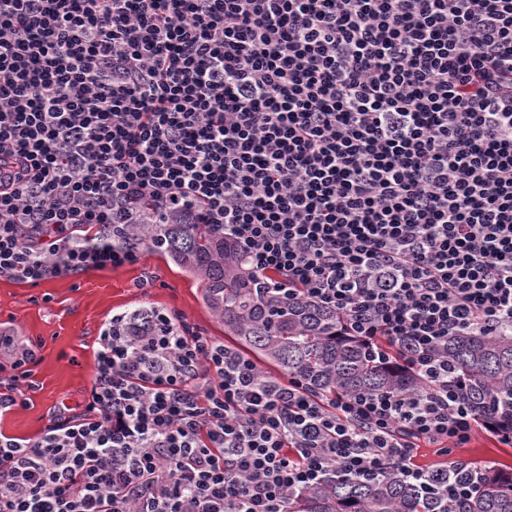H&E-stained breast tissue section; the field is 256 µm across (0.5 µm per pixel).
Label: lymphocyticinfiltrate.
Masks as SVG:
<instances>
[{"label":"lymphocytic infiltrate","instance_id":"lymphocytic-infiltrate-1","mask_svg":"<svg viewBox=\"0 0 512 512\" xmlns=\"http://www.w3.org/2000/svg\"><path fill=\"white\" fill-rule=\"evenodd\" d=\"M205 224L254 285L420 381L327 396L153 306L78 417L0 434V512H288L388 470L449 501L483 426L449 337L512 335V0H0V277L137 262Z\"/></svg>","mask_w":512,"mask_h":512}]
</instances>
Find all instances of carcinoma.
<instances>
[{
	"label": "carcinoma",
	"mask_w": 512,
	"mask_h": 512,
	"mask_svg": "<svg viewBox=\"0 0 512 512\" xmlns=\"http://www.w3.org/2000/svg\"><path fill=\"white\" fill-rule=\"evenodd\" d=\"M160 252L199 280L207 308L239 347L303 376L316 391L351 396L363 391L412 389L416 381L379 363L343 334L336 315L304 298L284 301L248 284L243 264L233 265L224 239L199 224H167ZM448 368L462 373L472 407L512 431V335L448 338ZM290 512H512V473L489 470L482 489L448 505L444 494L388 471L372 482L324 481L291 495Z\"/></svg>",
	"instance_id": "1"
}]
</instances>
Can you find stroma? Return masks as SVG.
<instances>
[{
	"instance_id": "35a3bbf8",
	"label": "stroma",
	"mask_w": 512,
	"mask_h": 512,
	"mask_svg": "<svg viewBox=\"0 0 512 512\" xmlns=\"http://www.w3.org/2000/svg\"><path fill=\"white\" fill-rule=\"evenodd\" d=\"M149 274L157 280L148 292H141L136 283ZM147 303L179 313L203 335L224 337L223 325L202 300L199 281L156 251L144 253L133 265L59 276L37 285L0 277V354H15L31 344L37 347L30 365L31 385L23 390L26 404L0 414V432L30 438L52 416L81 412L95 373L94 351L103 324L113 312ZM447 459L475 460L512 471V447L482 431Z\"/></svg>"
}]
</instances>
